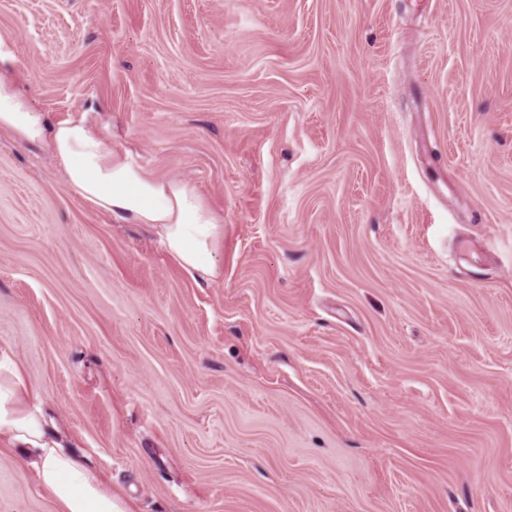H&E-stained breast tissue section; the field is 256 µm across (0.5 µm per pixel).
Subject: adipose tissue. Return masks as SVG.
Masks as SVG:
<instances>
[{
    "label": "adipose tissue",
    "mask_w": 512,
    "mask_h": 512,
    "mask_svg": "<svg viewBox=\"0 0 512 512\" xmlns=\"http://www.w3.org/2000/svg\"><path fill=\"white\" fill-rule=\"evenodd\" d=\"M0 132L43 147L62 166L69 187L124 224H143L192 277L221 276L220 216L186 181L153 175L112 148L89 113L51 122L30 107L12 74L0 69ZM17 452L56 512H132L103 476L69 450V440L43 410L13 352L0 348V439Z\"/></svg>",
    "instance_id": "ef3b65f1"
}]
</instances>
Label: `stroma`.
<instances>
[{
	"label": "stroma",
	"mask_w": 512,
	"mask_h": 512,
	"mask_svg": "<svg viewBox=\"0 0 512 512\" xmlns=\"http://www.w3.org/2000/svg\"><path fill=\"white\" fill-rule=\"evenodd\" d=\"M0 37L224 221L194 280L0 134V345L135 512H512V0H0ZM0 512H55L6 450Z\"/></svg>",
	"instance_id": "obj_1"
}]
</instances>
